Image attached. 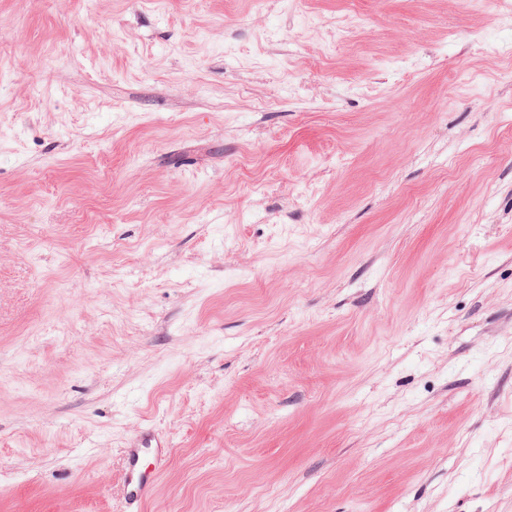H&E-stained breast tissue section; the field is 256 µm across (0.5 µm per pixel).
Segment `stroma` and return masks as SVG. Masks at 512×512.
Wrapping results in <instances>:
<instances>
[{"label": "stroma", "mask_w": 512, "mask_h": 512, "mask_svg": "<svg viewBox=\"0 0 512 512\" xmlns=\"http://www.w3.org/2000/svg\"><path fill=\"white\" fill-rule=\"evenodd\" d=\"M512 512V0H0V512ZM170 452L167 442L150 428L138 431L126 443L122 490L128 504L142 505L151 497Z\"/></svg>", "instance_id": "1"}]
</instances>
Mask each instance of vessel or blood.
Segmentation results:
<instances>
[{"instance_id":"b4317fda","label":"vessel or blood","mask_w":512,"mask_h":512,"mask_svg":"<svg viewBox=\"0 0 512 512\" xmlns=\"http://www.w3.org/2000/svg\"><path fill=\"white\" fill-rule=\"evenodd\" d=\"M170 456L165 440L152 429L137 432L126 444L122 490L131 505L143 504L154 491L157 476Z\"/></svg>"}]
</instances>
